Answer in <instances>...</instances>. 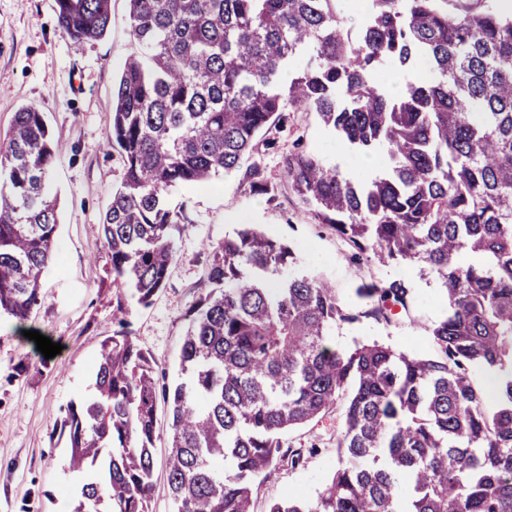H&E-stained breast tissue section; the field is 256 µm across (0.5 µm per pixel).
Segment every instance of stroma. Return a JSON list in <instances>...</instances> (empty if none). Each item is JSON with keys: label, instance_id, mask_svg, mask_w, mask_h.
<instances>
[{"label": "stroma", "instance_id": "obj_1", "mask_svg": "<svg viewBox=\"0 0 512 512\" xmlns=\"http://www.w3.org/2000/svg\"><path fill=\"white\" fill-rule=\"evenodd\" d=\"M129 24L128 0H111L106 35L76 42L59 30L55 0H0V142L16 112L35 106L65 146L56 162L52 193L58 201L55 260L46 272L41 300L25 325L0 318V512H73L79 488L92 470L72 471L61 422L71 402L91 395L103 340L127 326L147 350L156 374L173 380L188 328L186 314L205 295L208 255L203 242L218 243L238 225L255 224L291 241L302 266L327 280L349 312L360 309L355 295L364 279L404 280L413 292L409 313L391 323L359 319L336 326L331 340L348 347L378 340L408 352H431L430 330L444 313L439 285L415 266H359L350 251L316 220L289 189L281 156L301 141L344 178L368 182L380 176V155L353 151L322 126L316 112H289L271 127L275 147L259 146L253 159L278 184L274 201L254 193L239 174H220L203 185L173 190L188 223L172 232L176 250L167 284L151 306L143 307L113 285L110 253L101 232L112 191L121 182L116 150L104 146L111 122L112 86L126 59L138 52ZM35 330L62 345L45 358L24 330ZM342 426L339 411L321 414L288 432L293 447L317 444L302 466L277 465L269 482L253 494L254 512H266L271 496L316 497L339 465L334 441ZM154 491L151 512H172L166 488L169 442L165 404L156 408Z\"/></svg>", "mask_w": 512, "mask_h": 512}]
</instances>
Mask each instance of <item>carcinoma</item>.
<instances>
[{"label":"carcinoma","mask_w":512,"mask_h":512,"mask_svg":"<svg viewBox=\"0 0 512 512\" xmlns=\"http://www.w3.org/2000/svg\"><path fill=\"white\" fill-rule=\"evenodd\" d=\"M340 0H129V57L115 83L106 147L123 166L102 231L113 283L145 307L175 261L188 222L173 188L244 170L272 118L302 107L351 148L385 150L367 183L312 151L282 155L285 181L358 264L417 265L444 290L433 354L378 341L344 350L334 327L388 323L412 305L401 281H365L354 315L287 241L252 224L203 243L210 291L189 310L178 382L163 389L172 430L175 512H252L281 462L317 450L285 433L331 409L339 466L312 500L274 497L268 512H512V12H448V0H370L357 40ZM110 0H56L76 41L108 30ZM428 76L391 98L382 67ZM61 146L43 113H15L0 147V315L27 320L55 259L51 173ZM288 272L272 285L270 276ZM487 374L492 395L476 383ZM157 386L125 329L103 341L94 393L71 403V467L95 468L73 512H150Z\"/></svg>","instance_id":"carcinoma-1"}]
</instances>
